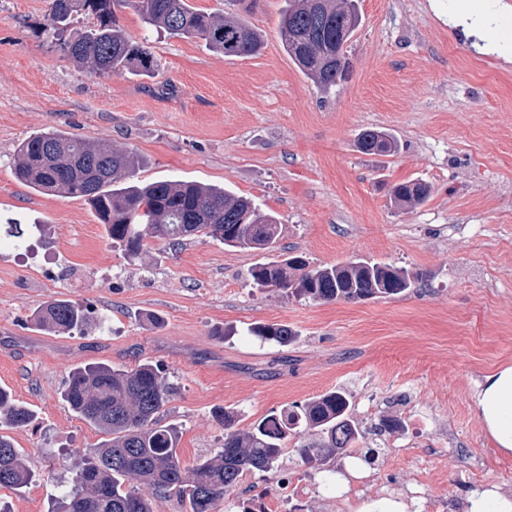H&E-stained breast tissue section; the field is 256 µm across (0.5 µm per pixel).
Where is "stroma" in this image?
I'll return each instance as SVG.
<instances>
[{
    "label": "stroma",
    "mask_w": 512,
    "mask_h": 512,
    "mask_svg": "<svg viewBox=\"0 0 512 512\" xmlns=\"http://www.w3.org/2000/svg\"><path fill=\"white\" fill-rule=\"evenodd\" d=\"M469 3L479 28L467 38L454 0H360L348 78L324 93L280 46L284 0H254L249 19L266 34L254 57L152 36V78L83 72L42 31L49 0H0V224L45 227L21 248L0 241V388L36 415L10 433L36 479L0 489L5 512H49L75 487L63 457L103 439L63 401L69 372L143 359L176 386L160 421L180 430L187 465L220 449L215 411L246 430L327 391L350 395L360 445L379 453L363 496L339 498L301 464L299 448L316 439L303 430L285 440L281 471L227 490L228 512L279 479L311 487L301 512H364L379 492L400 498L420 463L432 478L411 512H466L481 489L512 497V454L472 400L485 374L512 364V61L493 51L512 31V0ZM371 127L394 137L395 153L357 150ZM46 129L112 140L136 156L140 181L253 199L280 218L277 255L314 267L364 258L417 278L393 298L317 302L255 288L248 272L261 254L217 242L152 239L128 260L87 202L17 179L18 145ZM412 179L431 186L429 200L395 207L392 188ZM52 299L87 307L82 332L34 323ZM254 324H285L297 338L282 348L249 335ZM384 417L405 431L376 434Z\"/></svg>",
    "instance_id": "35a3bbf8"
}]
</instances>
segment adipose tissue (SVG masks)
<instances>
[{"label":"adipose tissue","instance_id":"1","mask_svg":"<svg viewBox=\"0 0 512 512\" xmlns=\"http://www.w3.org/2000/svg\"><path fill=\"white\" fill-rule=\"evenodd\" d=\"M473 409L497 448L512 452V365L485 376L473 398Z\"/></svg>","mask_w":512,"mask_h":512}]
</instances>
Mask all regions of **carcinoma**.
<instances>
[{"instance_id": "1", "label": "carcinoma", "mask_w": 512, "mask_h": 512, "mask_svg": "<svg viewBox=\"0 0 512 512\" xmlns=\"http://www.w3.org/2000/svg\"><path fill=\"white\" fill-rule=\"evenodd\" d=\"M232 16L207 13L190 0H50L44 32L59 41L64 56L96 77L124 72L147 75L156 71L149 33L199 38L227 58H248L265 47V35L249 20L247 0ZM359 0H286L277 23L279 42L293 63L325 93L336 90L349 69L348 43L362 23ZM132 6L146 26L141 40L131 39L116 10ZM88 25H79L83 18ZM364 154H388L397 144L388 133L365 129L358 138ZM135 155L106 139L90 142L57 129L31 135L16 149L19 181L42 192L87 201L105 225L112 244L128 258L138 257L145 240L172 246L205 238L229 249L267 254L276 248L281 224L273 212L224 187L196 181H134ZM430 186L420 180L398 184L391 191L397 206L424 203ZM259 289L291 291L313 301L390 298L412 286L408 270L390 264L355 259L343 265L308 268L299 256L271 258L250 270ZM86 308L68 299L45 302L35 323L57 333L81 331ZM264 340L282 347L296 333L286 324L251 328ZM176 387L160 365L143 361L130 368L107 363L77 367L69 373L62 398L81 419L106 436L66 461L76 472L79 489L63 496L52 512H158L157 502L172 496L185 512H217L226 489L255 471L281 469L284 442L304 427L320 431L314 448L298 449L303 464L323 469L349 452L363 438L350 413L349 395L331 390L310 401L261 419L253 427L234 429L228 411L216 414L224 425L221 450L185 465L178 452L180 431L159 423V414ZM36 416L10 392L0 389V429L28 427ZM33 472L10 436L0 434V488L21 490Z\"/></svg>"}]
</instances>
